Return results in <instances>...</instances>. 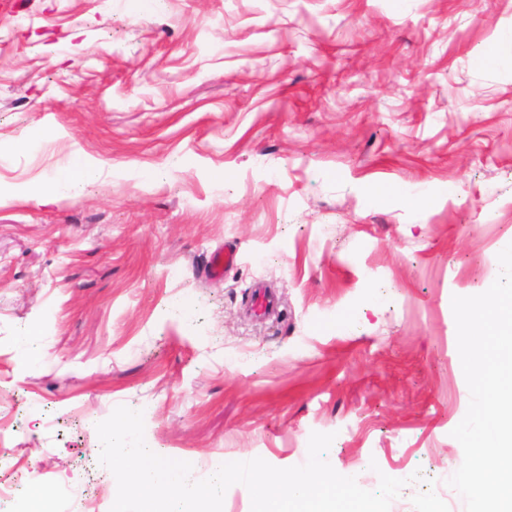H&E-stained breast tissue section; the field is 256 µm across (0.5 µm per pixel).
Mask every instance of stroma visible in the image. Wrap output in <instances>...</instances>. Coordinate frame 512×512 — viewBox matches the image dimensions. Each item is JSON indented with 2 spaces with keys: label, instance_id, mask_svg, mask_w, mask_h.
I'll list each match as a JSON object with an SVG mask.
<instances>
[{
  "label": "stroma",
  "instance_id": "obj_1",
  "mask_svg": "<svg viewBox=\"0 0 512 512\" xmlns=\"http://www.w3.org/2000/svg\"><path fill=\"white\" fill-rule=\"evenodd\" d=\"M511 33L512 0H0V480L110 512L123 405L202 479L331 433L390 512H465L452 298L512 238ZM75 152L98 180L43 202Z\"/></svg>",
  "mask_w": 512,
  "mask_h": 512
}]
</instances>
